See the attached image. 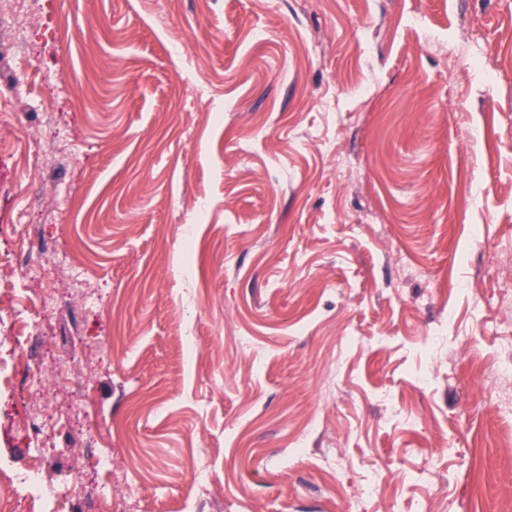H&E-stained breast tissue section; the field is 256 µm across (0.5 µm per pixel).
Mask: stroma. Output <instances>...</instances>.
I'll list each match as a JSON object with an SVG mask.
<instances>
[{"label": "stroma", "mask_w": 512, "mask_h": 512, "mask_svg": "<svg viewBox=\"0 0 512 512\" xmlns=\"http://www.w3.org/2000/svg\"><path fill=\"white\" fill-rule=\"evenodd\" d=\"M8 13L1 465L30 462L12 422L38 379L64 420L47 478L112 483L119 512H512L484 378L512 358L489 263L512 255V0ZM30 227L43 247L12 267ZM73 359L84 408L57 378ZM91 431L111 476L83 468Z\"/></svg>", "instance_id": "1"}]
</instances>
